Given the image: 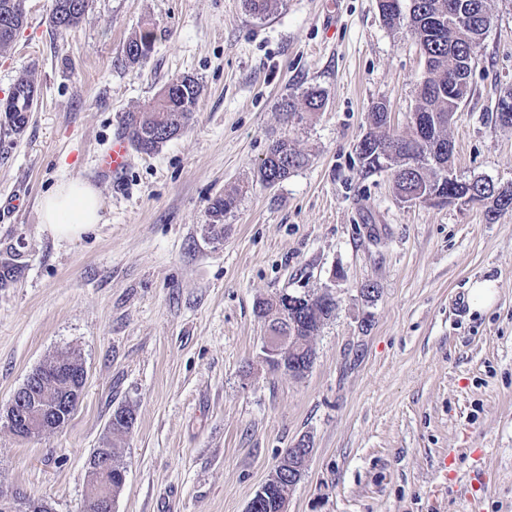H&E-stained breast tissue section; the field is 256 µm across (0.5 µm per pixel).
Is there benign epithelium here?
Returning a JSON list of instances; mask_svg holds the SVG:
<instances>
[{"label":"benign epithelium","instance_id":"obj_1","mask_svg":"<svg viewBox=\"0 0 512 512\" xmlns=\"http://www.w3.org/2000/svg\"><path fill=\"white\" fill-rule=\"evenodd\" d=\"M409 204L427 205H458L468 206L475 203L471 195L463 197H443L435 194L417 195L407 199ZM311 351V337L284 336L276 332H268L263 345L264 361L270 369L280 368L282 359L293 353ZM50 372L58 379L54 386L62 390V395L54 401L46 395H36L30 387L33 377L39 371ZM87 369L81 357L67 352L53 357L49 362L27 375L23 385L14 393L8 404L5 416L8 426L22 422L25 434L32 438H41L49 433L62 429L68 423V415L64 414L66 403L72 395L80 393L81 385L86 383ZM112 471V449L101 448L98 453L89 456V498L92 505L103 512H114L116 493L112 482L102 483L105 474ZM0 512H52L45 500L27 498L18 488H0Z\"/></svg>","mask_w":512,"mask_h":512}]
</instances>
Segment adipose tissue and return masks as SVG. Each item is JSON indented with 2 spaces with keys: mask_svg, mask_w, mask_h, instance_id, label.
<instances>
[{
  "mask_svg": "<svg viewBox=\"0 0 512 512\" xmlns=\"http://www.w3.org/2000/svg\"><path fill=\"white\" fill-rule=\"evenodd\" d=\"M101 210L99 192L81 180L61 183L43 199L40 207L42 223L61 240L88 232L101 222Z\"/></svg>",
  "mask_w": 512,
  "mask_h": 512,
  "instance_id": "obj_1",
  "label": "adipose tissue"
}]
</instances>
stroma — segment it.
Returning <instances> with one entry per match:
<instances>
[{
	"instance_id": "stroma-1",
	"label": "stroma",
	"mask_w": 512,
	"mask_h": 512,
	"mask_svg": "<svg viewBox=\"0 0 512 512\" xmlns=\"http://www.w3.org/2000/svg\"><path fill=\"white\" fill-rule=\"evenodd\" d=\"M472 92L449 130L453 173L512 182V127L495 123L512 87V0H488ZM52 0H25L0 51V99L33 75L20 133L0 126V409L35 367L81 355L87 381L61 430L16 438L0 419V486L85 512L87 460L113 445L126 470L115 512H246L285 449L310 462L288 512H512V211L410 205L393 176L361 171L357 145L374 103L404 127L426 76L405 30L377 0H89L66 35ZM151 24L137 64L127 42ZM201 92L193 119L156 151L135 153L120 186L97 156L169 79ZM316 86L325 111L288 117L283 98ZM293 140L306 164L275 188L255 173ZM94 184L101 224L57 240L40 202L59 183ZM237 192L224 232L208 207ZM495 306L468 308L471 284ZM375 285L373 298L360 289ZM331 289L336 312L301 378L262 359L258 300ZM134 422L113 438V411ZM497 297V290L493 282L477 281L469 291V304L475 310H484L491 307Z\"/></svg>"
}]
</instances>
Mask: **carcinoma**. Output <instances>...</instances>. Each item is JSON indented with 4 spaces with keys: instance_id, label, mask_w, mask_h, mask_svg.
<instances>
[{
    "instance_id": "cac0c4a2",
    "label": "carcinoma",
    "mask_w": 512,
    "mask_h": 512,
    "mask_svg": "<svg viewBox=\"0 0 512 512\" xmlns=\"http://www.w3.org/2000/svg\"><path fill=\"white\" fill-rule=\"evenodd\" d=\"M81 0H54L51 23L54 30L64 35L75 28L86 9L79 7ZM458 0H387L382 5L386 24L392 28H403L419 45L423 54L426 77L417 93V105L406 127L397 132L390 128V116L386 103L380 101L368 113L369 131L364 135L359 152L360 163L365 173L370 174L384 167L379 150L393 149L389 156L395 189L400 198L422 189L444 196L476 193L478 203L485 208L490 222L508 211V208L491 201L493 190L479 182H454L444 178L448 167V153L439 148L448 145V113L459 115L462 105L471 92L470 79L453 83L450 78L455 70L458 53L477 46L480 36L491 26L492 14L487 0H469L472 3L471 24L448 28V15ZM24 21L23 0H0V50L8 48L14 41ZM155 33L144 27L126 45V57L138 62L153 50ZM168 85L169 94H160L139 115L131 116L128 135L136 150L151 153L163 143L178 136L188 125L195 112L200 86L190 75L172 77ZM36 97L34 80L21 76L7 100L0 102V112L5 113L10 129L20 132L28 122V112ZM326 105L322 90L311 87L299 95L288 97L281 103L282 111L295 117L304 112H321ZM307 161L306 156L286 138L278 139L269 146L258 171V181L280 184ZM237 194L226 193L210 202L209 230L216 236L224 229V216L236 208ZM285 310L279 298L264 299L257 303L260 317L271 314L270 328L286 334L294 331L299 336H312L319 331L318 323L328 321L335 311L329 304H318L313 308H302L295 314L280 318ZM123 416L112 420V434L121 435L130 430L134 416L127 407L120 408ZM288 491V453L280 457L277 477L267 484L265 498L260 501L258 512H278L283 494Z\"/></svg>"
}]
</instances>
